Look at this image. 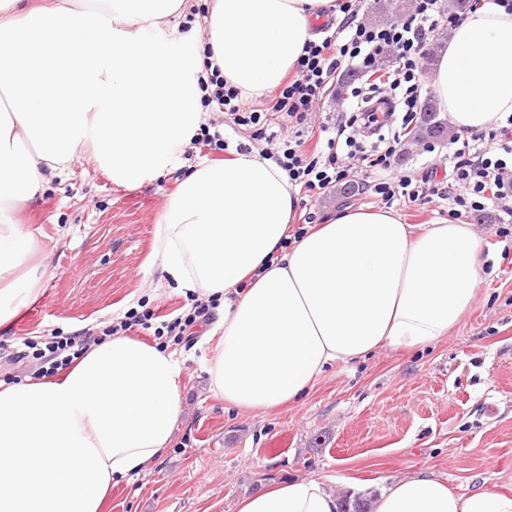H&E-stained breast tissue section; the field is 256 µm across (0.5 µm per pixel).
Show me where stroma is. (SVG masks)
Masks as SVG:
<instances>
[{
    "mask_svg": "<svg viewBox=\"0 0 512 512\" xmlns=\"http://www.w3.org/2000/svg\"><path fill=\"white\" fill-rule=\"evenodd\" d=\"M175 174L124 188L77 151L69 169L18 219L48 251L36 301L0 335V380L33 377L8 362L25 342L102 331L136 304L157 314L190 309L183 289L154 290L155 225ZM369 192H331L299 213L323 221L344 207L377 208ZM482 273L476 300L447 338L422 350L383 349L329 369L302 402L274 412L225 408L207 366L217 339L174 347L183 362V414L171 448L113 487L103 512H237L239 500L288 477H315L337 494L380 490L388 477L434 469L452 487L512 489V262L496 213L474 224ZM287 434L284 452L267 443Z\"/></svg>",
    "mask_w": 512,
    "mask_h": 512,
    "instance_id": "35a3bbf8",
    "label": "stroma"
}]
</instances>
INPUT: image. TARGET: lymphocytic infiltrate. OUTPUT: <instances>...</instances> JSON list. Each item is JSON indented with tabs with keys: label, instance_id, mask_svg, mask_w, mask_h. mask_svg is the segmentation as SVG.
<instances>
[{
	"label": "lymphocytic infiltrate",
	"instance_id": "lymphocytic-infiltrate-1",
	"mask_svg": "<svg viewBox=\"0 0 512 512\" xmlns=\"http://www.w3.org/2000/svg\"><path fill=\"white\" fill-rule=\"evenodd\" d=\"M339 19L322 26L321 40L309 42L296 71L281 87L273 105L274 112L285 115L290 127L306 121L313 104L323 102L336 82L342 66L356 72H379L378 58L391 52L392 62L384 71L390 92H402L404 113H379L370 108L371 97L362 88L350 91L351 101L338 113L333 124H322L321 146L309 151L301 136L278 141L269 134L265 158L272 160L288 175L291 185L301 186L308 197H319L338 185L349 184L353 169L364 171L372 193L383 200L406 199L426 202L429 195L448 201L449 216L471 217L494 210L499 217L512 218V115L493 129L495 147L484 146L482 135L471 131L454 134V149L448 154V170L442 174L444 186H435L436 170L424 172L420 182L406 175H393L392 170L402 151L403 141L394 124L409 128L421 109L420 77L422 57L430 40L440 29V0H414L412 13L404 19H393L372 25L360 16L356 0H337ZM213 85L205 104H216L219 111L232 116L235 126L256 127L263 124L265 112L243 104L238 89L228 86L219 68L207 75ZM209 307L194 304L192 309L171 320H157L155 312L129 309L123 318L107 329L108 335L124 334L133 328L153 330L155 336H170L183 341L193 338L196 327L210 321ZM86 349L82 335H55L44 347L33 352H19V359L31 358L45 375L69 366Z\"/></svg>",
	"mask_w": 512,
	"mask_h": 512
}]
</instances>
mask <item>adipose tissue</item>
<instances>
[{
  "label": "adipose tissue",
  "instance_id": "1",
  "mask_svg": "<svg viewBox=\"0 0 512 512\" xmlns=\"http://www.w3.org/2000/svg\"><path fill=\"white\" fill-rule=\"evenodd\" d=\"M329 0H209L208 57L245 98L295 70ZM0 22V333L46 273L16 211L92 148L120 186L183 170L155 230L156 289L222 296L209 369L225 404L274 411L328 368L441 341L473 305L481 246L468 224H407L345 207L297 242L286 173L259 151L187 166L204 122L192 33L160 36L189 0H10ZM439 111L487 130L512 114V13L486 0L452 30L431 74ZM182 415L176 353L130 336L92 346L60 375L0 381V512H100L113 485L172 442ZM338 494L291 477L238 512H337ZM373 512H512V491L458 493L435 471L391 479Z\"/></svg>",
  "mask_w": 512,
  "mask_h": 512
}]
</instances>
